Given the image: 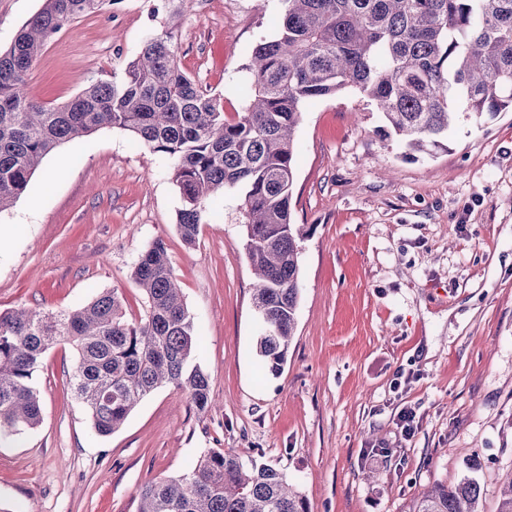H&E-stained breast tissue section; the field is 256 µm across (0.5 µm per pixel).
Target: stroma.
<instances>
[{
  "mask_svg": "<svg viewBox=\"0 0 512 512\" xmlns=\"http://www.w3.org/2000/svg\"><path fill=\"white\" fill-rule=\"evenodd\" d=\"M158 2L118 0L62 30L26 73L30 96L61 104L122 70L159 28ZM283 14L282 0H194L184 17L178 62L227 116L245 105L251 53ZM382 125L351 90L302 109L290 209L308 232L276 375L257 353L242 188L225 190L188 246L178 187L129 131L105 127L47 155L0 211V312L70 311L114 288L139 313L132 270L163 239L203 338L211 404L198 412L164 385L118 431L95 435L69 385L75 351L59 343L34 376L41 425L0 439V507L138 512L148 481L231 448L284 473L308 512H411L475 459L479 510L496 512L512 472V112L459 119L428 153ZM405 407L416 413L408 436Z\"/></svg>",
  "mask_w": 512,
  "mask_h": 512,
  "instance_id": "stroma-1",
  "label": "stroma"
}]
</instances>
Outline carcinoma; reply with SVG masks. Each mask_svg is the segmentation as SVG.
<instances>
[{"label": "carcinoma", "mask_w": 512, "mask_h": 512, "mask_svg": "<svg viewBox=\"0 0 512 512\" xmlns=\"http://www.w3.org/2000/svg\"><path fill=\"white\" fill-rule=\"evenodd\" d=\"M114 0H44L0 52V212L26 190L45 156L104 127L131 132L169 166L182 208L177 230L192 245L226 187H245L248 256L257 280V352L277 374L297 324L303 231L290 200L302 105L356 90L418 152L437 148L458 114L477 122L512 111V0H283L277 35L252 51L251 94L237 116L185 73L178 29L188 0L143 43L119 74L90 83L56 106L33 100L25 75L44 44ZM145 295L128 312L103 291L71 312L19 308L0 313V437L42 422L33 377L59 342L78 360L71 390L93 431H117L139 402L163 384L202 412L207 374L197 361L202 336L184 305L168 248L156 239L132 272ZM479 483H436L413 512H478ZM139 512H308L286 476L268 464L210 449L182 475L146 485Z\"/></svg>", "instance_id": "obj_1"}]
</instances>
